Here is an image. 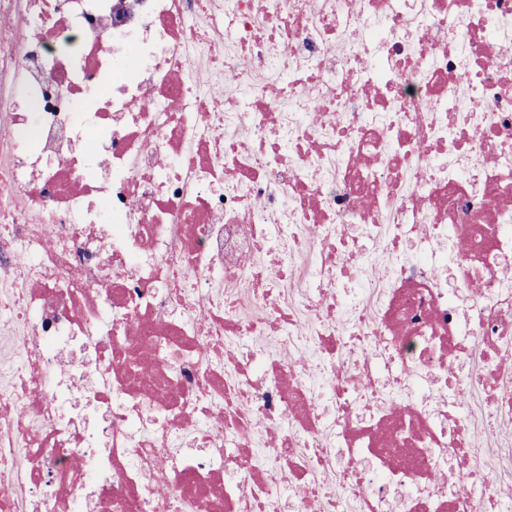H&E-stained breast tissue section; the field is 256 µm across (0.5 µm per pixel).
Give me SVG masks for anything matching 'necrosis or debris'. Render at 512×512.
Segmentation results:
<instances>
[{
	"mask_svg": "<svg viewBox=\"0 0 512 512\" xmlns=\"http://www.w3.org/2000/svg\"><path fill=\"white\" fill-rule=\"evenodd\" d=\"M0 280V512H512V0H0Z\"/></svg>",
	"mask_w": 512,
	"mask_h": 512,
	"instance_id": "4bbe7bcc",
	"label": "necrosis or debris"
}]
</instances>
